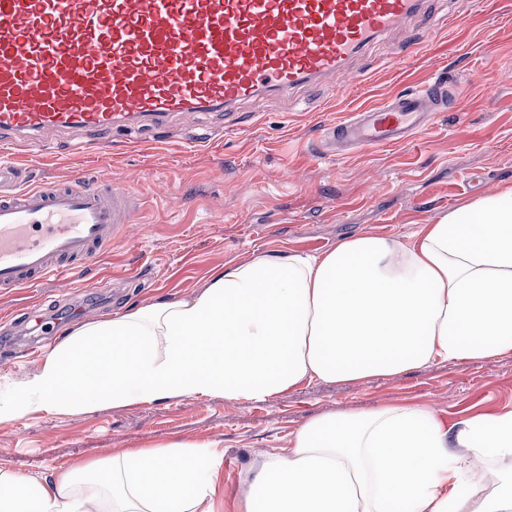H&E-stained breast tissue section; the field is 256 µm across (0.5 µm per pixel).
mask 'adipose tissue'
Masks as SVG:
<instances>
[{
	"label": "adipose tissue",
	"mask_w": 512,
	"mask_h": 512,
	"mask_svg": "<svg viewBox=\"0 0 512 512\" xmlns=\"http://www.w3.org/2000/svg\"><path fill=\"white\" fill-rule=\"evenodd\" d=\"M512 350V186L409 240L365 231L320 254L254 256L192 295L79 322L0 393V424L184 395L261 401ZM501 461L489 483L473 472ZM213 444L133 448L44 478L0 469V512H224ZM512 512V409L446 428L428 405L311 419L267 450L237 512Z\"/></svg>",
	"instance_id": "1"
}]
</instances>
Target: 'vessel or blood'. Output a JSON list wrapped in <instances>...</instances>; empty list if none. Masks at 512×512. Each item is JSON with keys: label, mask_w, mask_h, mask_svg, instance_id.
Listing matches in <instances>:
<instances>
[{"label": "vessel or blood", "mask_w": 512, "mask_h": 512, "mask_svg": "<svg viewBox=\"0 0 512 512\" xmlns=\"http://www.w3.org/2000/svg\"><path fill=\"white\" fill-rule=\"evenodd\" d=\"M424 0H0V135L126 133L182 112L348 75L352 60L421 13ZM455 102L434 80L329 124L326 145L410 142ZM0 161V292L70 279L125 238L127 182L22 188Z\"/></svg>", "instance_id": "1"}]
</instances>
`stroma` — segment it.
<instances>
[{"label": "stroma", "instance_id": "35a3bbf8", "mask_svg": "<svg viewBox=\"0 0 512 512\" xmlns=\"http://www.w3.org/2000/svg\"><path fill=\"white\" fill-rule=\"evenodd\" d=\"M464 29L441 26L447 13ZM418 44L406 57L407 40ZM357 84L331 83L242 104L236 122L219 112H185L155 139L140 134H46L14 144L27 184L132 183L141 204L126 240L79 282L0 295V387L35 371L30 345L60 340L74 323L109 319L130 306L176 299L211 275L259 253L320 254L364 231L409 239L423 225L512 185V0H427L407 25L351 63ZM442 78L464 87L416 140L350 155L322 149L327 124L354 110ZM128 278L122 297L113 280ZM31 310L22 319V310ZM437 405L450 427L512 407V351L489 361H435L392 376L307 381L264 401L232 405L187 395L124 408L27 415L0 424V468L43 477L77 459L176 442L216 444L224 455V512L260 448L288 449L309 420L384 404Z\"/></svg>", "mask_w": 512, "mask_h": 512}]
</instances>
